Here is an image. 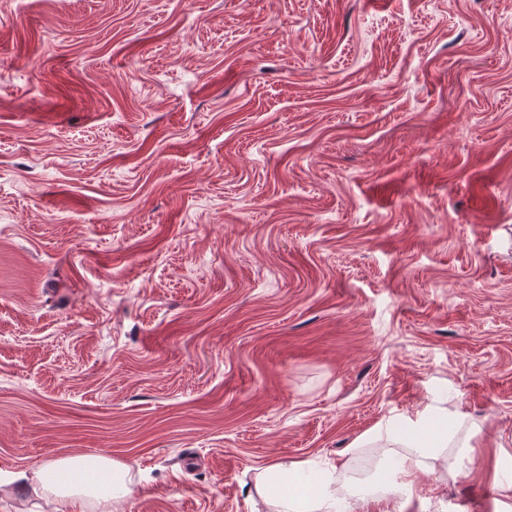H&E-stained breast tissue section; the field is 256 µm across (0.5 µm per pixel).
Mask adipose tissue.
<instances>
[{
    "label": "adipose tissue",
    "mask_w": 512,
    "mask_h": 512,
    "mask_svg": "<svg viewBox=\"0 0 512 512\" xmlns=\"http://www.w3.org/2000/svg\"><path fill=\"white\" fill-rule=\"evenodd\" d=\"M423 422L411 423L406 432L389 429L373 432L363 439L364 444L376 448H395L396 481L383 495L367 492L356 498L360 512H367L376 500L395 503L397 493L412 487L418 470L430 460L444 457L446 449H458L467 454L478 437L474 427L464 417L454 419L445 430L431 438H423ZM270 487L276 488L277 512H336V479L323 477L309 482L305 466L293 463L276 464L267 471ZM132 482L126 466L98 454H83L56 458L39 465L31 482L38 498L72 508L73 512H112L123 500Z\"/></svg>",
    "instance_id": "ef3b65f1"
}]
</instances>
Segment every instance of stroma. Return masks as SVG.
Returning <instances> with one entry per match:
<instances>
[{
	"label": "stroma",
	"instance_id": "35a3bbf8",
	"mask_svg": "<svg viewBox=\"0 0 512 512\" xmlns=\"http://www.w3.org/2000/svg\"><path fill=\"white\" fill-rule=\"evenodd\" d=\"M453 414L402 512L512 478V0H0V512L81 454L274 512ZM295 486H306L302 495L278 493L275 497L277 512H335L336 478L324 475L321 482H310L305 466L298 463L276 464L268 468L267 480L271 488H278L284 476Z\"/></svg>",
	"mask_w": 512,
	"mask_h": 512
}]
</instances>
